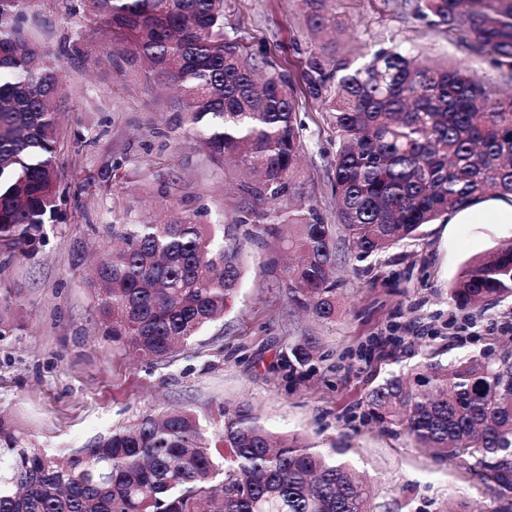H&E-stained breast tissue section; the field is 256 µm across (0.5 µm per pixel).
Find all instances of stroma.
<instances>
[{"instance_id":"1","label":"stroma","mask_w":512,"mask_h":512,"mask_svg":"<svg viewBox=\"0 0 512 512\" xmlns=\"http://www.w3.org/2000/svg\"><path fill=\"white\" fill-rule=\"evenodd\" d=\"M347 28L342 54L394 45L432 64L491 71L465 43L399 10L395 0H331ZM224 34L274 70L295 69L294 42L314 41L299 0H224ZM89 39L66 72L81 86L66 100L70 150L62 161L112 158L128 177L111 194L69 186L65 220L44 227L33 245L0 251V282L17 293L10 330L0 336V413L40 447L60 454L92 443L146 413L189 408L213 420L250 405L271 429L343 457L371 480L375 512H512V487L479 466L439 460L372 413L371 392L429 362L512 351V298L460 309L451 286L463 264L512 243L511 224H451L441 219L419 237L361 256L336 240L335 322L322 324L288 297L292 257L279 238L248 222L259 203L233 165L204 163L192 125L170 98L99 60ZM300 161L281 210L305 202L336 221L331 193L336 137L324 110L296 114ZM164 221L202 211L208 224H238L243 282L222 320L166 358H143L98 336L95 291L87 277L107 227L126 209ZM318 349L294 374L276 365L300 336Z\"/></svg>"}]
</instances>
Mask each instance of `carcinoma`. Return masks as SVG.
Returning <instances> with one entry per match:
<instances>
[{
  "mask_svg": "<svg viewBox=\"0 0 512 512\" xmlns=\"http://www.w3.org/2000/svg\"><path fill=\"white\" fill-rule=\"evenodd\" d=\"M67 3L78 17L63 52L84 55L87 34L116 71L171 81L178 111L197 130L208 162L236 163L264 207L253 221L303 254L287 270L289 298L322 323L336 319V230L361 255L414 237L425 224L489 197H512V0H402V7L474 48L498 75L434 67L399 47L360 65L315 44L299 50L300 76L274 72L224 37V0H0V245L31 244L54 221L65 191L59 83L63 61L47 49L39 16ZM309 28L336 32L329 0H302ZM324 106L336 134L332 192L337 223L311 206L266 204L288 189L297 161L299 103ZM78 165L80 189L97 196L121 178ZM146 214L110 225L120 246L100 254L95 311L112 344L164 358L224 315L241 286L235 224ZM462 308L512 296V244L467 264L452 291ZM14 301L0 290V336ZM317 340L281 356L293 369ZM372 412L446 459L471 458L512 484V356L426 363L372 391ZM219 427L190 409L134 423L65 459L38 448L0 415V512H373L366 482L336 448L278 436L239 405Z\"/></svg>",
  "mask_w": 512,
  "mask_h": 512,
  "instance_id": "obj_1",
  "label": "carcinoma"
}]
</instances>
